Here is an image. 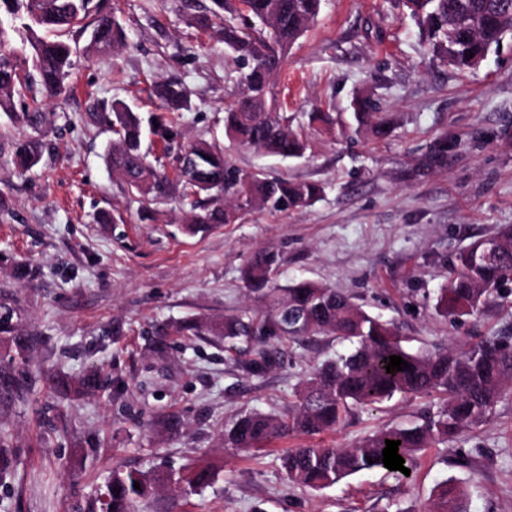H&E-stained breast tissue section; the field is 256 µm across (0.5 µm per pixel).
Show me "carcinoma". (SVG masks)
Returning <instances> with one entry per match:
<instances>
[{"instance_id":"cac0c4a2","label":"carcinoma","mask_w":512,"mask_h":512,"mask_svg":"<svg viewBox=\"0 0 512 512\" xmlns=\"http://www.w3.org/2000/svg\"><path fill=\"white\" fill-rule=\"evenodd\" d=\"M322 4L323 0H242V7L231 10L226 0H212L207 10L186 18L189 27L224 45L237 83L246 92L224 108V128L232 139L281 158L304 155L306 141L277 112L272 79L318 17ZM399 4L415 21L432 57L460 73L475 69L506 37L512 38V0H399ZM1 15L11 17L13 24L0 27V116L35 133L12 144L14 163L26 172L41 162L45 151L41 133L49 114L41 110L40 99L70 90L68 78L78 47L69 34L87 36L86 50L101 54L126 46L127 36L114 16L112 0H0ZM22 29L33 49L30 61L11 42ZM39 30L43 35H37ZM154 92L169 110L190 107L186 90L177 82H157ZM352 108L357 124L368 127L375 138L389 135L391 119L377 111L369 98L355 96ZM105 111L104 121L115 135L108 154L112 171L128 191L153 201L169 197L174 186H180L186 224H234L256 211L286 214L311 206L323 193L314 182L270 179L255 172L242 175L220 147L206 140L178 146L173 156L174 183L142 151L141 117L121 101L111 102ZM308 124L328 132L344 131L330 112L309 113ZM150 130L170 136L169 149L180 137L173 123L160 122ZM229 193L234 203L227 205L223 198ZM279 264L277 254L259 252L246 268V280L267 303L264 310L245 311L222 325L200 319L187 328L196 336H222L226 350L239 354L258 338L304 344L333 334L356 342V347L325 362L305 382L287 415L246 414L224 431V445L262 449L286 436H317L336 429L352 408L372 409L397 394L435 400L438 407L420 423L382 428L351 448L309 445L286 451L282 467L289 483L321 490L351 475L382 470L387 439L401 441L398 454L411 469L419 449L484 422L512 389V344L505 339L484 336L463 348L450 345L411 353L393 323L368 314L334 288L308 280L286 288L269 287ZM509 282L511 230L475 240L455 255L437 306L449 315H472L487 296ZM187 328L181 325L175 332ZM391 355L402 357L410 368L386 372ZM101 381V373L94 370L76 378H57L52 384L56 390L83 394L99 388ZM369 458L373 463L367 462ZM215 475L212 466L203 465L179 476L178 483L195 490L211 484ZM153 488V480L142 472L114 471L102 494L101 512H138L139 503ZM464 498L461 488L443 483L431 512H466Z\"/></svg>"}]
</instances>
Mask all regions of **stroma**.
<instances>
[{
    "instance_id": "35a3bbf8",
    "label": "stroma",
    "mask_w": 512,
    "mask_h": 512,
    "mask_svg": "<svg viewBox=\"0 0 512 512\" xmlns=\"http://www.w3.org/2000/svg\"><path fill=\"white\" fill-rule=\"evenodd\" d=\"M128 45L79 52L73 94L47 100L50 154L15 173L11 143L24 128L0 119V366L8 338L30 336L18 388L0 393V512H98L113 471L181 473L209 462L210 486L159 485L143 512H424L436 486H463L466 512H512V393L489 419L423 450L410 483L364 472L311 490L288 484L287 438L260 452L230 448L224 430L240 415L286 414L315 368L346 352L324 335L310 346L265 341L269 369L249 373L251 353H227L215 336L153 333L196 318L221 320L262 307L244 271L263 250L279 254L276 279H309L344 291L393 323L415 352L450 340L512 341V291L477 315L451 319L436 306L454 254L512 226V39L476 70L433 60L419 30L393 0H325L273 78L280 110L307 140L282 159L239 145L224 129V104L240 88L222 46L189 28L187 14L211 0H112ZM179 79L191 106L174 113L183 142L220 146L243 173L318 183L311 207L247 214L236 224L181 221L179 195L152 205L129 193L107 162L113 135L100 109L114 100L141 118L159 115L154 82ZM387 112L389 138L309 127L311 112L348 119L355 92ZM447 141L442 165L426 163ZM154 220H140L142 207ZM111 213L113 222L103 221ZM97 369L103 389L65 396L50 376ZM425 399L355 408L324 443L348 448L384 427L418 420ZM172 413L177 436L156 420Z\"/></svg>"
}]
</instances>
